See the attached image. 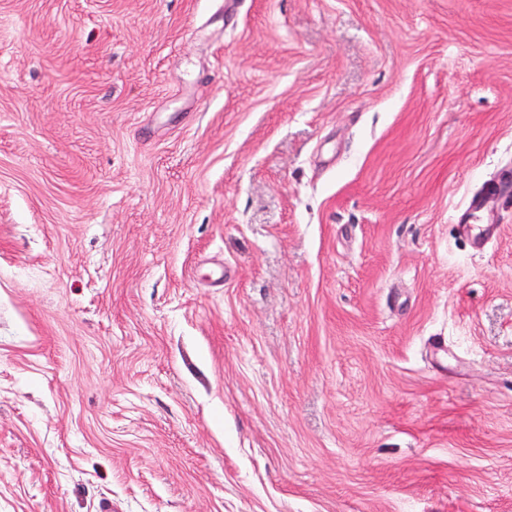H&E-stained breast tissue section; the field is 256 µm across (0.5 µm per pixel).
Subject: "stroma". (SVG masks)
<instances>
[{
    "mask_svg": "<svg viewBox=\"0 0 512 512\" xmlns=\"http://www.w3.org/2000/svg\"><path fill=\"white\" fill-rule=\"evenodd\" d=\"M0 512H512V0H0Z\"/></svg>",
    "mask_w": 512,
    "mask_h": 512,
    "instance_id": "35a3bbf8",
    "label": "stroma"
}]
</instances>
